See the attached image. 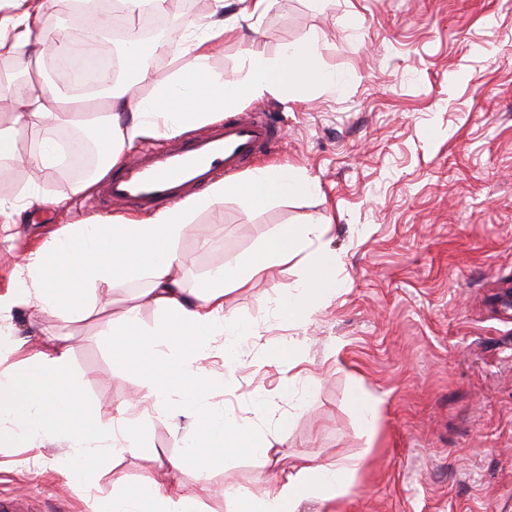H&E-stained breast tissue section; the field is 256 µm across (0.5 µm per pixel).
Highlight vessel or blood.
<instances>
[{
  "label": "vessel or blood",
  "mask_w": 512,
  "mask_h": 512,
  "mask_svg": "<svg viewBox=\"0 0 512 512\" xmlns=\"http://www.w3.org/2000/svg\"><path fill=\"white\" fill-rule=\"evenodd\" d=\"M264 112H244L189 138L132 156L103 183L107 209L168 208L235 174L279 140Z\"/></svg>",
  "instance_id": "obj_1"
}]
</instances>
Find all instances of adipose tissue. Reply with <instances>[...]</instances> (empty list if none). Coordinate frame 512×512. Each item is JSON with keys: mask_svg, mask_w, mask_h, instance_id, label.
Masks as SVG:
<instances>
[{"mask_svg": "<svg viewBox=\"0 0 512 512\" xmlns=\"http://www.w3.org/2000/svg\"><path fill=\"white\" fill-rule=\"evenodd\" d=\"M235 10L225 13L226 2ZM275 0H213V18L200 32H178L175 39L156 42L150 51L141 43L128 44L123 55L134 78L155 84L157 94L137 98L105 86L97 92L99 113L90 126L104 156L94 171L104 177L128 143L139 137H174L205 126L245 101L269 96L310 97L318 86H335L336 74L320 62L316 40L285 46L277 57L250 52L242 79L224 80L208 69L213 48L225 35L235 33L251 20L261 18ZM0 56L15 57L24 74L9 90L10 105L0 110V171L38 164L53 169V141H43L37 154L22 153V131L45 126L66 127L76 113L60 111V96L45 75L33 74L39 62L35 35L49 20L37 0H0ZM185 46L194 63L175 76L157 77L149 55L168 53L173 45ZM319 182L306 173L279 166L250 171L244 178L218 181L201 196L186 200L150 218L123 219L64 225L51 245L28 258L15 270L12 286L0 295V360L18 352L10 313L26 307L62 319L91 316L101 294L146 281L127 309L121 325L112 329V360L137 375L134 402L151 407L172 422L188 420L184 437L187 456L213 459L244 450L272 462L274 444L262 438L249 423L221 408L204 407L211 382L204 365L221 348L228 367L241 365L243 350L253 326L224 313L225 297L248 287L257 275L305 256L307 272L273 301L280 322L299 325L336 294L338 258L323 245L324 222L282 224L257 247L233 264H221L201 287L186 289L180 272L185 258L177 244L191 225L190 215L211 208L225 197L237 198L245 207L258 209L285 198L312 196ZM150 305L158 312L150 327L138 320L139 308ZM83 381L69 367V349L51 345L29 362L0 369V440L34 441L45 436L64 437L69 448L65 476L69 482L93 490L113 455L141 445L140 419L129 417L128 406L118 409V420L93 417L83 397ZM361 465L360 458L340 463L301 467L277 481L263 497L251 499L229 493L225 512H297L311 498L333 500L340 496ZM179 458H169L162 479H145L130 489L124 475L112 476V497L93 502V512H200L195 499L182 494Z\"/></svg>", "mask_w": 512, "mask_h": 512, "instance_id": "ef3b65f1", "label": "adipose tissue"}]
</instances>
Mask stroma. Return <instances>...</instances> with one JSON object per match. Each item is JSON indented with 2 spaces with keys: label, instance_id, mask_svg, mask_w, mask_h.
Listing matches in <instances>:
<instances>
[{
  "label": "stroma",
  "instance_id": "obj_1",
  "mask_svg": "<svg viewBox=\"0 0 512 512\" xmlns=\"http://www.w3.org/2000/svg\"><path fill=\"white\" fill-rule=\"evenodd\" d=\"M312 38L337 86L256 106L283 129L268 163L316 177L320 193L259 210L225 197L192 214L203 233L178 250L183 286L197 288L276 225L323 219L343 286L307 323L278 329L270 300L302 265L228 294L226 314L258 334L234 371L213 354L207 403L280 441L283 467L363 456L344 494L299 512H512V308L499 302L512 288V0H279L245 37L225 36L208 68L238 80L248 52L272 58ZM26 185L40 203L19 227L0 223L1 294L55 228L113 219L73 196L63 167L16 169L0 197ZM133 296L113 289L106 312L76 321L13 312L26 341L13 362L66 338L86 402L117 408L134 374L113 364L107 331ZM292 344L295 359L268 360ZM358 389L381 400L370 447L351 402ZM65 451L57 437L0 442V496L23 497L29 512H91L93 497L112 495L113 471L139 486L181 454L182 434L148 412L141 448L116 457L90 495L67 482ZM274 481L247 453L192 460L181 475L201 512H224L228 490L262 497Z\"/></svg>",
  "mask_w": 512,
  "mask_h": 512
}]
</instances>
